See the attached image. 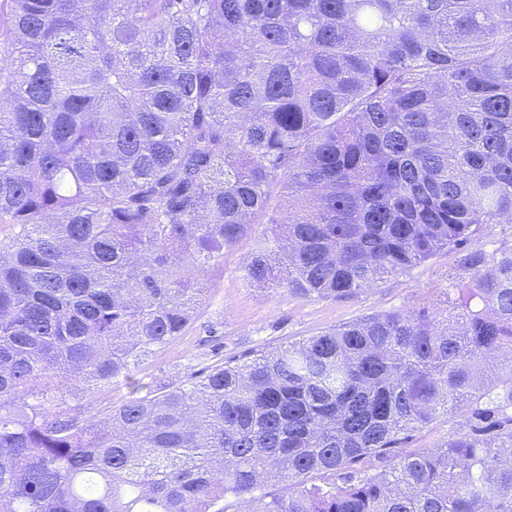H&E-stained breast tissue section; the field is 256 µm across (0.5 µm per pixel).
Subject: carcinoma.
I'll return each mask as SVG.
<instances>
[{
	"mask_svg": "<svg viewBox=\"0 0 512 512\" xmlns=\"http://www.w3.org/2000/svg\"><path fill=\"white\" fill-rule=\"evenodd\" d=\"M504 223L512 0H0V512H512ZM248 236L255 288L471 280L141 382ZM502 244H512V224H495L487 235L475 238L469 243L471 248L485 250L487 253ZM462 420L461 416H454L447 419L442 415L422 432L416 433L412 448H429L443 443L452 438L454 432L459 429Z\"/></svg>",
	"mask_w": 512,
	"mask_h": 512,
	"instance_id": "carcinoma-1",
	"label": "carcinoma"
}]
</instances>
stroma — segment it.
I'll return each mask as SVG.
<instances>
[{"label":"stroma","mask_w":512,"mask_h":512,"mask_svg":"<svg viewBox=\"0 0 512 512\" xmlns=\"http://www.w3.org/2000/svg\"><path fill=\"white\" fill-rule=\"evenodd\" d=\"M250 250V240H242L226 254L223 270L204 278V296L192 321L169 348L137 366L139 377L158 386L180 384L191 370L207 365L205 341L211 336L223 342L225 357L242 358L349 322L418 308L449 282L469 279L458 271L454 251L445 250L352 300L302 297L249 287L240 268Z\"/></svg>","instance_id":"35a3bbf8"}]
</instances>
